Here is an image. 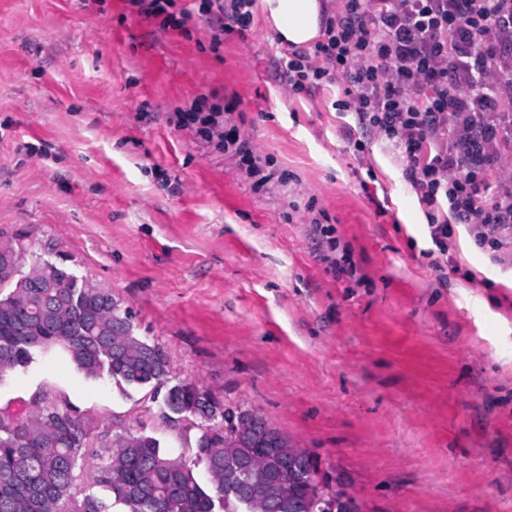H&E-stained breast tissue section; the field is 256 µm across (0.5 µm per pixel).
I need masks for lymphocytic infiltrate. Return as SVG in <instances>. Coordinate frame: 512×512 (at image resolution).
<instances>
[{"label":"lymphocytic infiltrate","mask_w":512,"mask_h":512,"mask_svg":"<svg viewBox=\"0 0 512 512\" xmlns=\"http://www.w3.org/2000/svg\"><path fill=\"white\" fill-rule=\"evenodd\" d=\"M161 29H185L198 17L221 30H248L255 0H130ZM512 40V0H342L310 49L285 52L277 69L289 92L344 86L343 108L360 129L397 151L407 182L429 219L440 254L457 224L478 245L503 248L512 239V180L494 176L489 148L499 135L484 113L499 107L505 75L489 64ZM237 102L198 96L179 110L178 126H195L203 141L231 154L254 189L287 173L271 167L228 116Z\"/></svg>","instance_id":"f902f5d3"}]
</instances>
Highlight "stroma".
Listing matches in <instances>:
<instances>
[{
    "label": "stroma",
    "mask_w": 512,
    "mask_h": 512,
    "mask_svg": "<svg viewBox=\"0 0 512 512\" xmlns=\"http://www.w3.org/2000/svg\"><path fill=\"white\" fill-rule=\"evenodd\" d=\"M216 32L160 30L128 0H0V244L110 290L165 351L168 385L253 409L363 512H512V245L455 226L448 255L473 277L437 271L402 161L338 87L289 93L262 14L217 54ZM229 63L253 85L234 122L288 184L254 190L169 122L199 95L238 97ZM315 218L353 277L327 271ZM42 397L89 432L81 486L112 431L176 455L200 432L152 388L41 357L0 380V411L28 416Z\"/></svg>",
    "instance_id": "obj_1"
}]
</instances>
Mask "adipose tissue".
Returning a JSON list of instances; mask_svg holds the SVG:
<instances>
[{
	"label": "adipose tissue",
	"mask_w": 512,
	"mask_h": 512,
	"mask_svg": "<svg viewBox=\"0 0 512 512\" xmlns=\"http://www.w3.org/2000/svg\"><path fill=\"white\" fill-rule=\"evenodd\" d=\"M262 10L281 43L307 47L322 34L321 0H260Z\"/></svg>",
	"instance_id": "ef3b65f1"
}]
</instances>
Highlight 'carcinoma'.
I'll list each match as a JSON object with an SVG mask.
<instances>
[{"label": "carcinoma", "instance_id": "obj_1", "mask_svg": "<svg viewBox=\"0 0 512 512\" xmlns=\"http://www.w3.org/2000/svg\"><path fill=\"white\" fill-rule=\"evenodd\" d=\"M76 275L40 258L0 266V379L39 356H60L87 378L119 387L154 385L169 374L165 352L134 333L128 310L104 288L40 287L43 275ZM164 415L201 420L187 463L148 435L112 434L96 453L93 489L76 483L87 432L69 404L26 418L0 415V512H361L256 412L222 402L194 383L168 389ZM210 480L200 483L194 467Z\"/></svg>", "mask_w": 512, "mask_h": 512}]
</instances>
